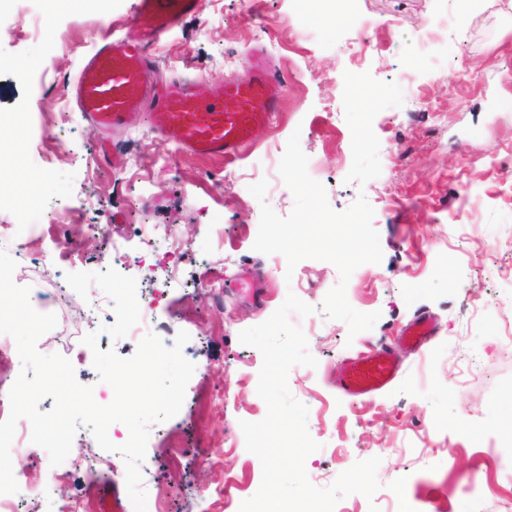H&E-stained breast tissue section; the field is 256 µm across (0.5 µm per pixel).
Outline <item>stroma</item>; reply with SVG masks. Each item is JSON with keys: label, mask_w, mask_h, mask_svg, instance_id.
<instances>
[{"label": "stroma", "mask_w": 512, "mask_h": 512, "mask_svg": "<svg viewBox=\"0 0 512 512\" xmlns=\"http://www.w3.org/2000/svg\"><path fill=\"white\" fill-rule=\"evenodd\" d=\"M262 4L258 15L253 0H203L200 13L164 34L155 50L161 83L182 75L207 83L246 77L243 57L258 42L287 75L276 123L257 132L245 155L225 161L173 153L145 112L104 132L68 101L65 86L84 55L119 34L135 0H65L50 27L43 0H0V115L23 117L18 131L0 128V150L10 157L0 181L20 184L38 201L34 211L0 212L16 229L0 248L21 260L19 229L52 220L85 247L83 271L98 272L114 264L112 239L126 226L162 224L182 242L181 259L137 240L127 247L146 264L175 268V286L154 291L149 330L169 340L186 331L195 365L180 412L149 431L150 473L142 485L148 496H163L170 512H201L200 491L217 465L231 478L235 500L260 485L262 466L240 424L266 414L257 394L262 356L238 335L268 319L291 292L315 308L290 320L318 364L294 366L288 375L320 445L305 464L314 486L329 487L355 462L378 457L380 489L370 500L343 498L342 512H512V451L498 440L512 413V0H482L468 14L455 12L452 0H348L350 15L372 19L376 35L391 44L359 62L341 52L350 27L307 40L322 11L302 13L296 0ZM405 74L442 113L408 101ZM295 133L318 164L334 210L361 195L374 209L383 258L353 272L347 298L380 318L353 338L344 322L320 310L339 280L333 264L305 259L291 271L253 248L261 202L249 187L266 179L265 203L279 216L291 213L294 198L278 165ZM394 155L400 161L392 169ZM462 191L468 215L459 219L453 209ZM91 224L111 230L89 249ZM201 255L220 291L193 290ZM247 271L264 275L252 295L235 286ZM43 278L30 302L56 314L58 324L37 349L59 353L93 327L83 302L55 298L54 266ZM423 312L438 332L416 354L398 335ZM375 344L391 346L399 376L373 398L350 400L333 385L336 367ZM179 426L198 440L174 483L163 468L164 435ZM101 453L93 440L73 444L68 495L89 500L94 512H134L124 478L99 486L91 461Z\"/></svg>", "instance_id": "35a3bbf8"}]
</instances>
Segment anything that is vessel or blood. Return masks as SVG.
I'll return each instance as SVG.
<instances>
[{
    "label": "vessel or blood",
    "instance_id": "vessel-or-blood-1",
    "mask_svg": "<svg viewBox=\"0 0 512 512\" xmlns=\"http://www.w3.org/2000/svg\"><path fill=\"white\" fill-rule=\"evenodd\" d=\"M201 5L202 0H136L121 36L88 55L67 84L66 94L77 110L107 129L145 109L155 133L178 150L207 158L239 157L279 112L288 84L268 49L258 44L244 58L247 79L230 75L208 90L188 78L157 85L154 50L161 35L196 15ZM432 332L431 317L420 315L402 336L420 348ZM399 371L389 349L370 347L340 365L336 386L347 396L369 398L390 388Z\"/></svg>",
    "mask_w": 512,
    "mask_h": 512
}]
</instances>
